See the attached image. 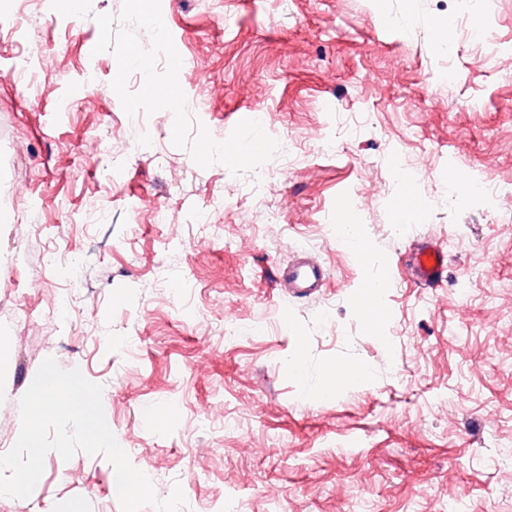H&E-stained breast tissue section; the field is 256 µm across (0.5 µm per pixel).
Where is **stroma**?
<instances>
[{
    "mask_svg": "<svg viewBox=\"0 0 512 512\" xmlns=\"http://www.w3.org/2000/svg\"><path fill=\"white\" fill-rule=\"evenodd\" d=\"M121 4L0 0V443L51 357L102 386L132 464L158 499L180 484L186 512H512V196L495 214L446 182L512 183V0H161L190 116L221 141L261 114L281 143L240 177L175 147L170 111L130 117L111 94L95 17ZM476 16L492 50L465 34ZM407 190L424 210L400 222ZM454 235L468 247L443 284L415 288L411 242ZM301 250L327 271L308 298L277 283ZM53 252L81 257L76 297ZM375 278L373 330L357 301ZM298 354L314 379L371 373L326 396L288 378ZM114 478L103 456L52 451L0 512H121ZM368 374L369 367L360 362L351 363L343 367L327 364L324 367L323 378L318 388L322 392L334 394L340 384L351 380L364 379Z\"/></svg>",
    "mask_w": 512,
    "mask_h": 512,
    "instance_id": "obj_1",
    "label": "stroma"
}]
</instances>
